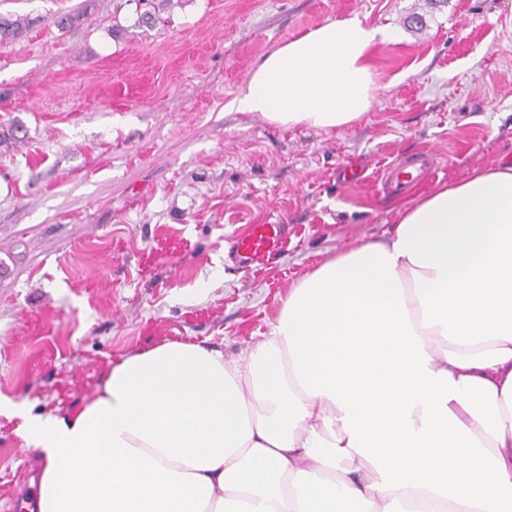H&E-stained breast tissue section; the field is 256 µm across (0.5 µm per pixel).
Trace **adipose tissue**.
Masks as SVG:
<instances>
[{
    "label": "adipose tissue",
    "instance_id": "ef3b65f1",
    "mask_svg": "<svg viewBox=\"0 0 512 512\" xmlns=\"http://www.w3.org/2000/svg\"><path fill=\"white\" fill-rule=\"evenodd\" d=\"M355 15L269 52L233 100L330 130L368 111ZM305 274L245 358L164 342L63 415L25 414L38 512H512V166L401 204Z\"/></svg>",
    "mask_w": 512,
    "mask_h": 512
}]
</instances>
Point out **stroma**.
<instances>
[{"label":"stroma","instance_id":"1","mask_svg":"<svg viewBox=\"0 0 512 512\" xmlns=\"http://www.w3.org/2000/svg\"><path fill=\"white\" fill-rule=\"evenodd\" d=\"M0 14L30 21L0 44V130L25 132L0 141V512L39 468L19 408L64 414L113 360L166 341L245 357L307 271L390 235L385 167L433 152L429 190L512 162V0H171L152 28L134 0ZM354 14L401 35L374 50L360 120L283 128L231 108L273 48ZM250 224L287 225L274 262L232 258Z\"/></svg>","mask_w":512,"mask_h":512}]
</instances>
